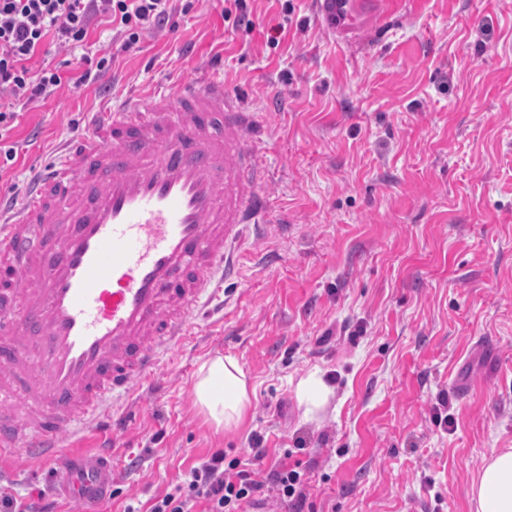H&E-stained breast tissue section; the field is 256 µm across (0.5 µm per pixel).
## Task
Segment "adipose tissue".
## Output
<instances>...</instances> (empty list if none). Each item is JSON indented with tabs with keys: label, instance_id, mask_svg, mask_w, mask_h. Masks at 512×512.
<instances>
[{
	"label": "adipose tissue",
	"instance_id": "1",
	"mask_svg": "<svg viewBox=\"0 0 512 512\" xmlns=\"http://www.w3.org/2000/svg\"><path fill=\"white\" fill-rule=\"evenodd\" d=\"M196 405L219 428L236 425L250 401L248 380L237 359L216 355L199 367L193 383ZM472 512H512V449L483 459L471 492Z\"/></svg>",
	"mask_w": 512,
	"mask_h": 512
}]
</instances>
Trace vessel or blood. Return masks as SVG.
<instances>
[{"instance_id":"obj_1","label":"vessel or blood","mask_w":512,"mask_h":512,"mask_svg":"<svg viewBox=\"0 0 512 512\" xmlns=\"http://www.w3.org/2000/svg\"><path fill=\"white\" fill-rule=\"evenodd\" d=\"M338 37L391 0H313ZM253 117L223 82L156 84L94 119L37 168L20 208L0 194V451L59 455L86 431L124 430L125 400L190 336L248 232L271 217ZM98 512L107 463L57 472Z\"/></svg>"}]
</instances>
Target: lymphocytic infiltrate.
Segmentation results:
<instances>
[{
    "mask_svg": "<svg viewBox=\"0 0 512 512\" xmlns=\"http://www.w3.org/2000/svg\"><path fill=\"white\" fill-rule=\"evenodd\" d=\"M190 8L189 0H0V92L35 103L61 85L60 69L35 73L27 65L46 38L78 48L93 26L107 22L118 26L129 47L142 31L166 25L174 13ZM266 455V449H252L251 466L244 469L215 452L191 467L180 484L153 498L148 512H249L266 491L284 502L303 500L298 470L283 466L256 479L254 468Z\"/></svg>",
    "mask_w": 512,
    "mask_h": 512,
    "instance_id": "obj_1",
    "label": "lymphocytic infiltrate"
}]
</instances>
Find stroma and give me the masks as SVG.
Returning <instances> with one entry per match:
<instances>
[{
    "instance_id": "35a3bbf8",
    "label": "stroma",
    "mask_w": 512,
    "mask_h": 512,
    "mask_svg": "<svg viewBox=\"0 0 512 512\" xmlns=\"http://www.w3.org/2000/svg\"><path fill=\"white\" fill-rule=\"evenodd\" d=\"M195 0L123 49L111 27L87 46L47 45L37 67L111 54L92 83L14 105L16 157L0 194L22 199L92 116L153 83L204 72L264 128L256 148L274 222L240 252L224 307L198 320L154 385H135L131 422L85 433L47 460L0 454L20 495L76 458L105 456L124 512L183 480L200 458L247 460L253 436L304 475L301 508L265 512H471L484 457L512 448V0H402L353 44L312 0ZM235 357L252 392L219 429L194 404L200 364ZM331 389L307 413L298 384ZM447 399L454 424L432 419Z\"/></svg>"
}]
</instances>
